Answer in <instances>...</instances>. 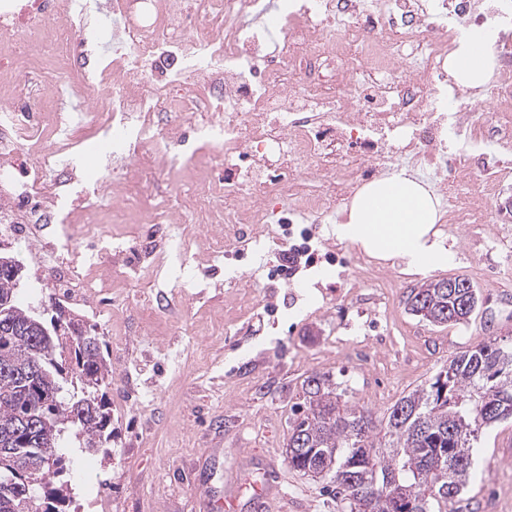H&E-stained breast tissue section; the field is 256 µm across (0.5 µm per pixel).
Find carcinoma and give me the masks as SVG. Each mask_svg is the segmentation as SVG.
Here are the masks:
<instances>
[{
  "instance_id": "1",
  "label": "carcinoma",
  "mask_w": 512,
  "mask_h": 512,
  "mask_svg": "<svg viewBox=\"0 0 512 512\" xmlns=\"http://www.w3.org/2000/svg\"><path fill=\"white\" fill-rule=\"evenodd\" d=\"M21 275L0 271V471L17 458L23 469L0 478V512H62L65 431L96 451L112 440L104 389L112 369L93 328L84 338L48 341L45 320L16 302ZM411 292L410 311L434 326L464 325L483 305L477 286ZM470 294L469 311L458 305ZM288 457L294 471L331 484L346 512H461L483 431L512 420V343L489 337L455 355L428 383L374 421L364 407L313 373L291 406ZM42 495H36L37 491Z\"/></svg>"
}]
</instances>
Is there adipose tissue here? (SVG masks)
Returning a JSON list of instances; mask_svg holds the SVG:
<instances>
[{"mask_svg": "<svg viewBox=\"0 0 512 512\" xmlns=\"http://www.w3.org/2000/svg\"><path fill=\"white\" fill-rule=\"evenodd\" d=\"M495 61L489 33L473 26L449 53L448 73L462 89H480L488 85ZM441 219L439 199L401 169L357 190L344 220L331 231L337 240L359 245L371 257L399 258L410 273L425 275L455 259L434 229Z\"/></svg>", "mask_w": 512, "mask_h": 512, "instance_id": "ef3b65f1", "label": "adipose tissue"}]
</instances>
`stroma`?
I'll return each mask as SVG.
<instances>
[{
    "mask_svg": "<svg viewBox=\"0 0 512 512\" xmlns=\"http://www.w3.org/2000/svg\"><path fill=\"white\" fill-rule=\"evenodd\" d=\"M114 231L138 250L129 277L111 296L75 310L102 338L112 369V445L96 452L63 448L71 490L65 512H200V501L209 498L222 500L229 512H261L254 491L266 468L275 473L269 512H342L321 482L289 469L285 459L290 406L303 379L329 375L379 417L424 385L474 341L458 326L437 327L411 313V291L430 277L471 278L493 315L490 335L512 339V316L498 311L512 295V254L491 261L468 255L461 230L442 231L456 260L430 276L405 273L400 260L385 261L398 278L388 324L352 298L341 261L351 246L331 239L327 226H320L312 244L338 255V263L300 269L288 280L271 278L280 246L262 235L215 258L206 274L182 288L178 265L165 267L151 283L141 272L148 263L143 246H164L166 225L118 224ZM20 260L25 278L19 302L52 315L60 295L39 284L32 256ZM244 288L262 291V306L235 325L212 326L211 316L229 309ZM147 304L158 309L152 330L136 321ZM382 331L394 352L391 363L374 349L359 360L336 351V337ZM383 390L388 400L374 401ZM480 454L482 473L465 493L472 512H483L500 489L508 494L502 512H512V422L489 428Z\"/></svg>",
    "mask_w": 512,
    "mask_h": 512,
    "instance_id": "1",
    "label": "stroma"
}]
</instances>
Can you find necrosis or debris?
<instances>
[{
    "label": "necrosis or debris",
    "mask_w": 512,
    "mask_h": 512,
    "mask_svg": "<svg viewBox=\"0 0 512 512\" xmlns=\"http://www.w3.org/2000/svg\"><path fill=\"white\" fill-rule=\"evenodd\" d=\"M472 22L504 60L490 120L448 77ZM511 150L512 0H0V223L26 250L58 225L40 268L75 304L126 280L104 224L192 226L209 260L298 215L325 223L403 166L434 170L449 226L490 251L487 225L512 222ZM175 165L193 186L171 202L156 187ZM345 265L375 285L364 303L389 304L382 269L357 249Z\"/></svg>",
    "instance_id": "1"
}]
</instances>
